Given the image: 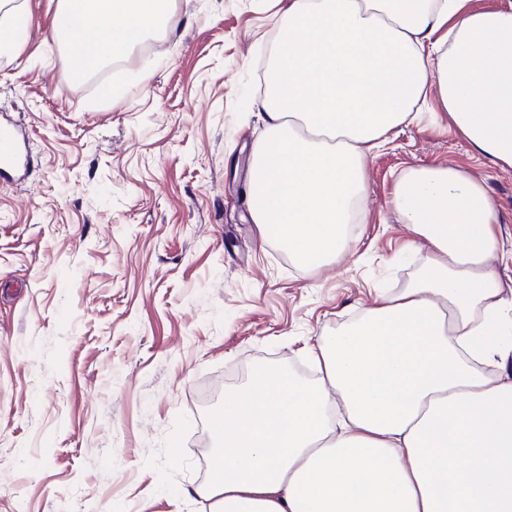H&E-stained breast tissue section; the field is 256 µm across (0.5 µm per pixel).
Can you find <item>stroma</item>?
<instances>
[{
	"label": "stroma",
	"instance_id": "1",
	"mask_svg": "<svg viewBox=\"0 0 512 512\" xmlns=\"http://www.w3.org/2000/svg\"><path fill=\"white\" fill-rule=\"evenodd\" d=\"M288 0H173L166 29L71 73L57 0L0 56V117L29 165L0 178V512H209L202 448L257 366L304 375L306 346L406 288L426 260L392 203L396 175L452 164L500 205L512 170L445 115L365 160L358 238L311 268L249 218L265 136L260 71Z\"/></svg>",
	"mask_w": 512,
	"mask_h": 512
}]
</instances>
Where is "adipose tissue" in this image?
<instances>
[{"label":"adipose tissue","mask_w":512,"mask_h":512,"mask_svg":"<svg viewBox=\"0 0 512 512\" xmlns=\"http://www.w3.org/2000/svg\"><path fill=\"white\" fill-rule=\"evenodd\" d=\"M171 4L58 0L72 74L124 56ZM29 25L0 0V55ZM267 83L249 216L307 266L355 240L366 152L429 102L512 169V2L289 0ZM393 203L429 246L423 271L308 347L317 380L261 367L225 400L223 467L195 489L211 512H512V379L484 369L512 335L499 206L444 165L399 174Z\"/></svg>","instance_id":"obj_1"}]
</instances>
